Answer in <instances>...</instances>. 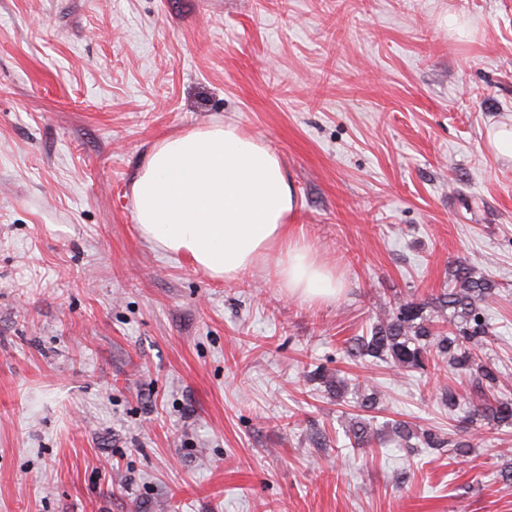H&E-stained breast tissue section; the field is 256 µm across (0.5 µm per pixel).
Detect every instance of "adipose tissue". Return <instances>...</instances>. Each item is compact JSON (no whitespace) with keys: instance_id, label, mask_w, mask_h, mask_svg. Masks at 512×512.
Listing matches in <instances>:
<instances>
[{"instance_id":"adipose-tissue-1","label":"adipose tissue","mask_w":512,"mask_h":512,"mask_svg":"<svg viewBox=\"0 0 512 512\" xmlns=\"http://www.w3.org/2000/svg\"><path fill=\"white\" fill-rule=\"evenodd\" d=\"M142 236L218 280L251 269L275 244L291 294L334 299L335 274L293 233L295 199L279 156L259 138L213 124L163 139L132 184Z\"/></svg>"}]
</instances>
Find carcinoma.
Returning a JSON list of instances; mask_svg holds the SVG:
<instances>
[{"label": "carcinoma", "mask_w": 512, "mask_h": 512, "mask_svg": "<svg viewBox=\"0 0 512 512\" xmlns=\"http://www.w3.org/2000/svg\"><path fill=\"white\" fill-rule=\"evenodd\" d=\"M496 284L489 276L477 272L471 265L460 264L452 274L448 290L438 298L441 310L450 315L426 317L423 307L414 302L400 304L395 311L383 314L372 323L369 332L345 342L344 353L349 358L366 357L380 360L399 370H423L426 364L448 363L468 378L471 389L479 395L472 404L466 422L473 429L484 425L512 426V397L499 391L504 375L483 351L492 336V329L483 316V305L494 298ZM392 433L412 448L411 440L425 448H452L458 453L470 450L466 440H453L441 433H415L407 422L395 420ZM348 435L364 447L376 440V432L365 421L348 425Z\"/></svg>", "instance_id": "cac0c4a2"}]
</instances>
